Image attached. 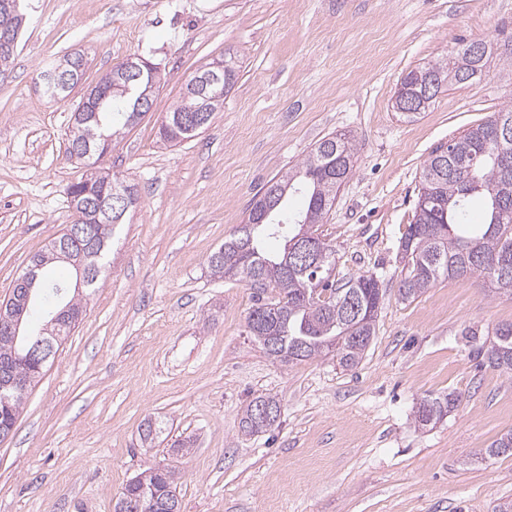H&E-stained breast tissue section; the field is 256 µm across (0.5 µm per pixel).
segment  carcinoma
<instances>
[{"label":"carcinoma","instance_id":"carcinoma-1","mask_svg":"<svg viewBox=\"0 0 512 512\" xmlns=\"http://www.w3.org/2000/svg\"><path fill=\"white\" fill-rule=\"evenodd\" d=\"M0 0V37L19 36L24 22L19 2L6 8ZM469 44L461 42L446 57L409 71L400 82L395 108L412 119L426 111L438 93L429 91L436 78L446 84L465 85L474 72ZM122 65L89 89L73 114L67 153L73 154L79 141L89 139L92 152L76 159L92 168L101 160L106 144L121 131L135 124L139 90L119 88ZM197 98L184 93L166 112L160 137L166 142L192 138L199 130L188 126L167 127L176 117L196 111ZM359 148L344 134L322 137L311 152L294 167L271 178L253 196L247 221L224 239L208 258L212 276L237 277L255 290V303L247 316V327L254 341L273 361L297 363L331 352L344 370L354 368L363 358L375 336L376 319L382 309L386 289L372 274H359L341 285L328 270L335 247L318 233L336 201L341 187L353 172ZM105 180L80 179L67 187L70 203L108 196ZM300 195L305 205L286 222L278 215L288 199ZM479 205L485 213L482 224L468 223L471 209ZM116 216L99 214L87 219L94 226L98 267L112 245ZM403 263L397 284L398 297L411 302L441 279L476 277L491 285V291L512 298V106L493 113L488 119L466 129L442 149H435L424 161L419 197L413 222L399 242ZM56 262L54 242H49L30 258L37 279L30 293L42 282L38 279L47 265ZM95 283L83 286L69 298H60L59 309H68L70 326L57 329L62 342L83 314V298ZM25 288L16 283L8 300L0 305L29 313L31 301ZM27 337H11L0 331V360L21 352ZM486 367L512 379V323L495 328L492 338L478 347ZM45 366L20 364L16 373L35 385ZM26 393L0 389V438H5L24 404ZM456 392L427 397L415 410V421L428 426L442 421L460 405ZM266 404L270 418L258 417L256 407ZM281 415L279 401L271 396L257 397L241 413L240 429L246 435L272 428ZM485 455L512 456V430L493 440ZM178 472L173 467H150L124 487L116 507L120 512H141L139 504H154L162 512H178L176 494Z\"/></svg>","mask_w":512,"mask_h":512}]
</instances>
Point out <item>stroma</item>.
<instances>
[{"label":"stroma","mask_w":512,"mask_h":512,"mask_svg":"<svg viewBox=\"0 0 512 512\" xmlns=\"http://www.w3.org/2000/svg\"><path fill=\"white\" fill-rule=\"evenodd\" d=\"M28 23L0 80V301L32 255L73 216L67 185L84 165L66 153L86 87L127 58L154 63V104L114 139L104 167L140 203L115 225L108 264L81 320L29 391L0 442V512H114L125 485L178 464L181 512H495L512 500V457L483 450L512 430V381L474 351L512 298L476 278L396 294L400 238L413 220L430 153L512 105V70L489 59L474 83L442 90L417 119L394 102L403 75L457 38L498 44L512 0H26ZM88 66L66 98L41 73L72 52ZM237 54L240 72L198 135L159 134L201 65ZM330 133L360 150L319 231L335 278L378 276L387 290L359 365L333 356L271 361L246 324L252 290L214 278L207 260L250 200ZM461 393L425 429L418 403ZM276 397L270 431L246 436L243 408ZM157 430L140 436L143 420ZM194 446L175 458L173 443Z\"/></svg>","instance_id":"stroma-1"}]
</instances>
